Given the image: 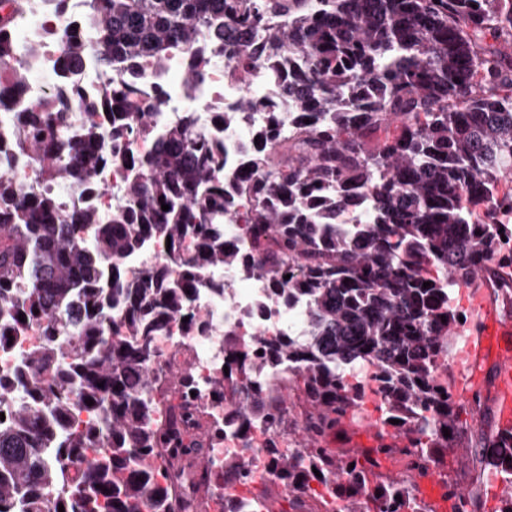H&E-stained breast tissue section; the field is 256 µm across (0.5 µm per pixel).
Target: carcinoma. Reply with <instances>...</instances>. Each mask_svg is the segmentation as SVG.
Segmentation results:
<instances>
[{
    "label": "carcinoma",
    "mask_w": 512,
    "mask_h": 512,
    "mask_svg": "<svg viewBox=\"0 0 512 512\" xmlns=\"http://www.w3.org/2000/svg\"><path fill=\"white\" fill-rule=\"evenodd\" d=\"M88 5L94 45L59 32L71 63L93 48L108 66L160 64L171 47L192 49L207 32L216 36L214 54L245 82L260 61L302 63L288 84L294 130L280 137L272 114L250 133L259 137L253 171L227 183L217 175L224 145L194 134L188 114L163 131L154 154L122 157L136 175L125 186V209L110 221L92 209L69 212L58 194L0 170V312L15 331L41 330L25 353L28 377L0 375V402L22 384L30 395L0 422V512H14L20 500L24 512H193L200 487L252 479L235 454L199 469L202 447L178 437V425H193L201 411L191 370L172 374L182 402L156 419L152 392L162 373L153 369L154 338L172 321L187 336L203 326L194 295L214 265L243 270L273 300L303 305L307 326L302 336L224 335V356L206 378L224 403V424L207 430L208 442L230 430L247 446L259 423L268 433L267 468L288 489L321 485L324 512H425L405 479L373 484L369 475L397 456L409 471L432 473L457 437L447 358L459 316L448 289L483 271L494 295L512 302V225L499 219L512 212V195L497 191L512 175V0ZM16 13L13 0H0V32L12 31ZM3 72L17 88L28 80L11 61L9 36H0ZM133 94L131 86L112 91L101 101L111 127L89 119L77 141L56 133L45 103L25 113L18 151L50 184H94L102 148L115 153L113 144L152 134L143 113L125 111ZM258 107L245 97L222 120L234 125ZM239 197L251 203L244 250L224 240ZM363 198L371 219L336 230V217ZM148 240L164 248L168 269L145 270L134 288L117 278L101 287L103 266H117ZM109 294L123 303L112 319ZM75 295L83 323L65 341L56 311ZM132 371L138 390L128 385ZM294 378L309 410L304 447L285 452L278 433L286 408L266 396ZM368 390L392 431L359 452L322 447L345 415L359 414ZM78 411L90 421L59 437ZM46 444L55 448L50 459L40 453ZM473 448L502 477L501 512H512V460L500 452L512 448V429L480 436ZM173 459L176 473L159 482ZM54 486L60 492L50 503L41 491Z\"/></svg>",
    "instance_id": "cac0c4a2"
}]
</instances>
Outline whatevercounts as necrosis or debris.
I'll return each mask as SVG.
<instances>
[{
  "label": "necrosis or debris",
  "instance_id": "4bbe7bcc",
  "mask_svg": "<svg viewBox=\"0 0 512 512\" xmlns=\"http://www.w3.org/2000/svg\"><path fill=\"white\" fill-rule=\"evenodd\" d=\"M69 28L94 41L95 30L88 13V0H68L66 14L55 11L49 0H28L27 11L12 36V52L20 66L31 74L22 88L11 84L0 85V165L27 185L38 181L35 167L14 148L19 124L30 105L41 101L53 102L56 110L65 114L62 135L79 137L87 119V107L102 98L104 92L115 86L134 85L136 92L132 111L147 113L157 132L181 121L187 113H194L205 138L224 144V176L237 178L243 168L251 166V146L241 133L266 125L271 113L283 115L281 135H288L291 125L285 117L291 108L288 96L287 72H273L259 66L250 81H242L227 61L214 56L211 38H204L197 49L187 52L173 50L163 65L148 61L103 68L94 53H87L75 65L66 63L61 43L50 41V34ZM193 71L192 84L169 82L168 74ZM256 96L260 102L257 111L247 114L242 126L219 124L217 116L235 111L244 94ZM163 106H156V99ZM131 138L125 150L135 156L155 151L158 140ZM97 187L79 183L61 186L60 195L74 209L91 208L103 218H111L124 204L123 190L131 174L123 162L101 161L97 164ZM204 285L197 292L195 305L208 320L205 330L191 336L172 332L158 337L155 348L161 355L160 371H168L190 364L198 378H205L212 364L221 354L225 328H264L276 323L281 328L299 329L306 320L301 307L271 303L262 284H253L247 292L236 288L238 272L233 268L206 269Z\"/></svg>",
  "mask_w": 512,
  "mask_h": 512
}]
</instances>
